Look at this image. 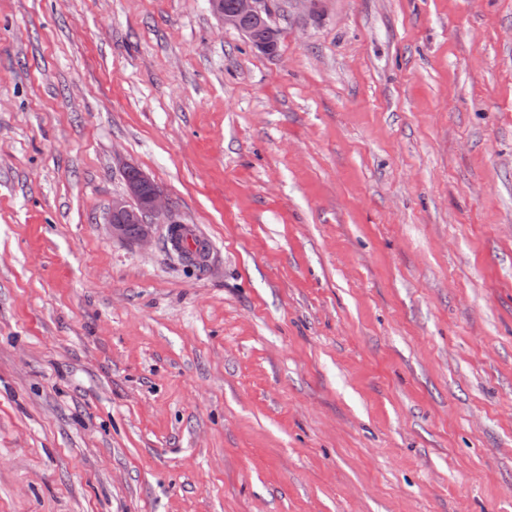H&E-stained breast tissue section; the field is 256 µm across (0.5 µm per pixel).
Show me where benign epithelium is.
Returning <instances> with one entry per match:
<instances>
[{
  "label": "benign epithelium",
  "mask_w": 512,
  "mask_h": 512,
  "mask_svg": "<svg viewBox=\"0 0 512 512\" xmlns=\"http://www.w3.org/2000/svg\"><path fill=\"white\" fill-rule=\"evenodd\" d=\"M212 12L224 23L243 33L252 45L267 53L275 52L276 30L271 24L267 0H236L234 9H224V0H209ZM127 193L112 199L106 219L108 232L114 239L137 244L149 242L156 227L163 224L174 235L177 223L172 208L156 184L134 166L125 168Z\"/></svg>",
  "instance_id": "benign-epithelium-1"
}]
</instances>
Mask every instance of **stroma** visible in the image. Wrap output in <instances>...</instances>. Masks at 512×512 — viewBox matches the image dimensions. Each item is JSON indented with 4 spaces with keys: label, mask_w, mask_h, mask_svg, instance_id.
I'll return each mask as SVG.
<instances>
[{
    "label": "stroma",
    "mask_w": 512,
    "mask_h": 512,
    "mask_svg": "<svg viewBox=\"0 0 512 512\" xmlns=\"http://www.w3.org/2000/svg\"><path fill=\"white\" fill-rule=\"evenodd\" d=\"M268 2L0 0V512H512V0ZM209 0L212 12L224 23L243 33L252 45L267 53L275 52L276 30L271 24L267 0ZM233 11L228 12L225 10ZM258 26H254L255 22ZM127 193L112 199V207L106 219V227L112 239L137 244L149 242L157 226L165 224L167 233L174 244L181 246L174 232L178 224L172 216V208L156 184L134 166H127L124 175ZM134 225V231L131 226Z\"/></svg>",
    "instance_id": "1"
}]
</instances>
